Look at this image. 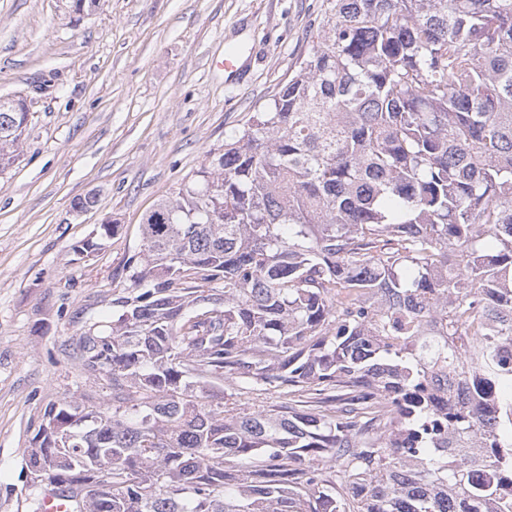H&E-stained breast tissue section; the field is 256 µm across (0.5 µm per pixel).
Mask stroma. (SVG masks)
I'll use <instances>...</instances> for the list:
<instances>
[{"mask_svg": "<svg viewBox=\"0 0 512 512\" xmlns=\"http://www.w3.org/2000/svg\"><path fill=\"white\" fill-rule=\"evenodd\" d=\"M323 0H0V97L30 121L0 173V512H39L28 464L52 403L98 400L72 342L111 317L114 272L158 199L291 77ZM244 49L236 81L217 63ZM92 196L85 213L76 198ZM117 224L98 237L100 224ZM97 237L88 255L77 251Z\"/></svg>", "mask_w": 512, "mask_h": 512, "instance_id": "35a3bbf8", "label": "stroma"}]
</instances>
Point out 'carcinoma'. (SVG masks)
<instances>
[{
  "instance_id": "1",
  "label": "carcinoma",
  "mask_w": 512,
  "mask_h": 512,
  "mask_svg": "<svg viewBox=\"0 0 512 512\" xmlns=\"http://www.w3.org/2000/svg\"><path fill=\"white\" fill-rule=\"evenodd\" d=\"M323 4L75 341L109 394L30 455L75 512H512V0Z\"/></svg>"
}]
</instances>
